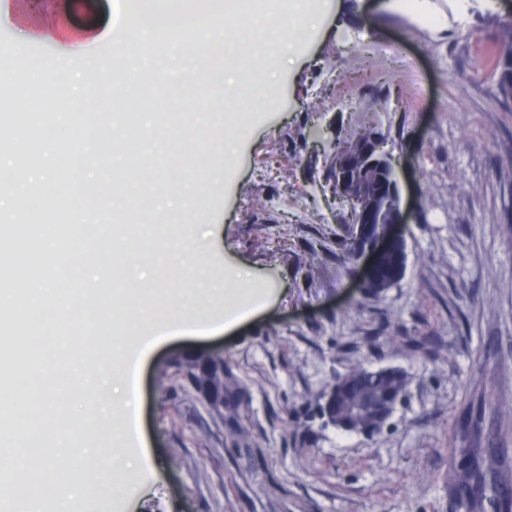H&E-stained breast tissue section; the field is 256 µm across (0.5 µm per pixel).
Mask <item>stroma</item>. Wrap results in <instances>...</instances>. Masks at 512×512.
Here are the masks:
<instances>
[{
  "instance_id": "stroma-1",
  "label": "stroma",
  "mask_w": 512,
  "mask_h": 512,
  "mask_svg": "<svg viewBox=\"0 0 512 512\" xmlns=\"http://www.w3.org/2000/svg\"><path fill=\"white\" fill-rule=\"evenodd\" d=\"M0 8V192L65 150L93 123L112 141L113 60L94 55L123 27L113 0H21ZM512 0H313L289 51L256 46L238 61L239 112L210 110L217 87L139 74L128 109H154L163 157L147 155L132 181L154 193L113 217L105 164L89 159L42 196L55 231L30 233L27 198L12 196L0 222V288L18 265L61 238H83L68 184L96 190L105 222L150 225L141 249L211 232L212 249L185 271H159L157 289L223 285L250 274L263 311L228 334L179 338L144 368L143 423L157 468L151 494L108 484L82 512H448L456 432L479 425L486 444L512 449V98L494 73V49ZM372 125L387 138L408 207L402 279L360 288L364 260L341 236L348 211L325 185L332 146ZM238 141L232 160L224 144ZM211 177L196 186L202 170ZM218 350L237 402L210 413L182 378L188 352ZM356 366L407 373L405 398L377 434H344L319 413L322 394Z\"/></svg>"
}]
</instances>
